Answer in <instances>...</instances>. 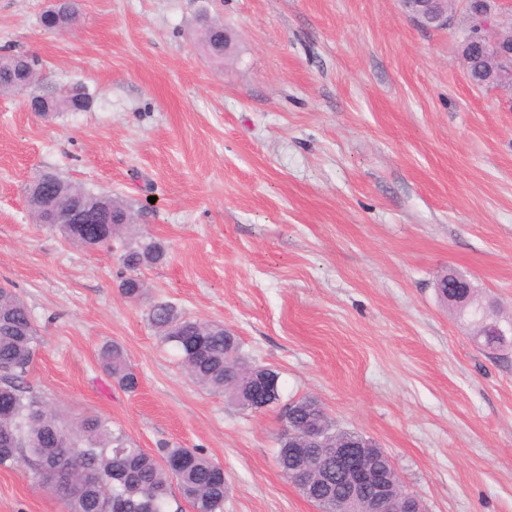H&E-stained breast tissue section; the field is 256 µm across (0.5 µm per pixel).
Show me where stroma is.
<instances>
[{
  "label": "stroma",
  "instance_id": "stroma-1",
  "mask_svg": "<svg viewBox=\"0 0 512 512\" xmlns=\"http://www.w3.org/2000/svg\"><path fill=\"white\" fill-rule=\"evenodd\" d=\"M0 0V53L49 88L84 85L46 120L0 95V286L38 329L25 380L65 420H111L140 447L224 468V512H318L275 464L279 408L192 382L148 321L167 302L220 323L374 439L428 512H512V350L478 346L436 288L466 273L512 317V90L479 88L462 22L424 29L398 0ZM233 45H201L202 19ZM54 170L128 202L165 260L125 297L120 248L32 223L26 186ZM120 345L123 390L101 367ZM0 512H67L26 468L0 467ZM98 357L103 368L129 391L137 386V378L130 370L123 349L113 343H105L99 349Z\"/></svg>",
  "mask_w": 512,
  "mask_h": 512
}]
</instances>
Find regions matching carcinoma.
<instances>
[{
  "label": "carcinoma",
  "mask_w": 512,
  "mask_h": 512,
  "mask_svg": "<svg viewBox=\"0 0 512 512\" xmlns=\"http://www.w3.org/2000/svg\"><path fill=\"white\" fill-rule=\"evenodd\" d=\"M77 19L72 5L64 4L50 18L43 19L53 30L70 28ZM203 42L216 57L224 56V27H204ZM36 60L24 54L0 55V93H25L40 102L36 110L41 117L59 112H78L89 105L85 87L79 84L59 90L40 86L37 72L30 69ZM491 64L487 51L475 47L469 54V68L478 77L482 67ZM38 192L54 202L59 212L97 209L125 216L134 221L131 208L107 192L94 191L83 185L55 176L51 186L40 177L29 184L26 193ZM54 228L68 241L93 248L107 244L118 236L123 226L104 224L97 241L84 239L77 224H56ZM165 256L162 245L143 237L134 246L123 248L120 288L128 298L142 290L138 272L160 263ZM474 327V339L492 353L505 350L501 338L493 335L485 319V310L477 305L462 308ZM151 325L177 357L189 377L199 385L223 391L243 409L252 377L266 372L279 377L269 367L252 366L239 353L240 343L224 325L180 314L169 303L160 302L148 313ZM38 344L37 329L28 308L9 288L0 287V466L24 465L47 491L63 500L68 512H182L173 506L171 484L177 483L182 499L192 512H224L226 489L217 482L213 471L217 463L190 448H162L154 456L138 447L111 421L88 415L74 424L63 422L41 396L24 382ZM98 357L103 368L132 391L137 378L130 370L123 349L106 343ZM288 422L278 437L276 463L281 474L293 481L294 458L288 448V429L303 431L317 422L331 441L354 436L352 431H338L322 406L313 398H302L285 407Z\"/></svg>",
  "instance_id": "obj_1"
}]
</instances>
